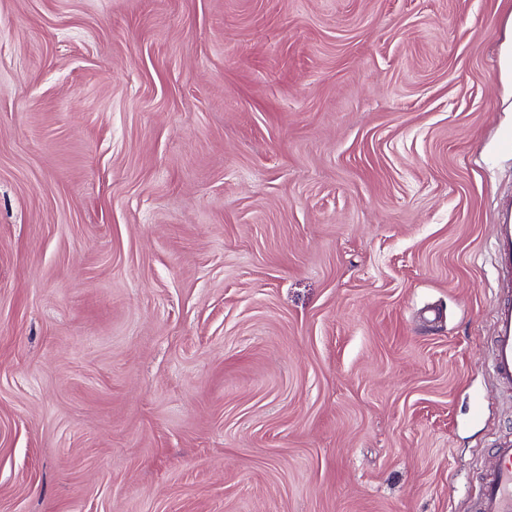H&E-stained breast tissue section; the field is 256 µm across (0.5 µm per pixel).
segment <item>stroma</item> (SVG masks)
Instances as JSON below:
<instances>
[{"mask_svg":"<svg viewBox=\"0 0 512 512\" xmlns=\"http://www.w3.org/2000/svg\"><path fill=\"white\" fill-rule=\"evenodd\" d=\"M512 0H0V512H468Z\"/></svg>","mask_w":512,"mask_h":512,"instance_id":"stroma-1","label":"stroma"}]
</instances>
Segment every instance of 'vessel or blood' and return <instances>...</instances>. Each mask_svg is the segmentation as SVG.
Listing matches in <instances>:
<instances>
[{"label":"vessel or blood","instance_id":"obj_1","mask_svg":"<svg viewBox=\"0 0 512 512\" xmlns=\"http://www.w3.org/2000/svg\"><path fill=\"white\" fill-rule=\"evenodd\" d=\"M496 265L500 296L495 309L490 368L494 379L512 388V225L499 227ZM473 512H512V437L499 438Z\"/></svg>","mask_w":512,"mask_h":512}]
</instances>
